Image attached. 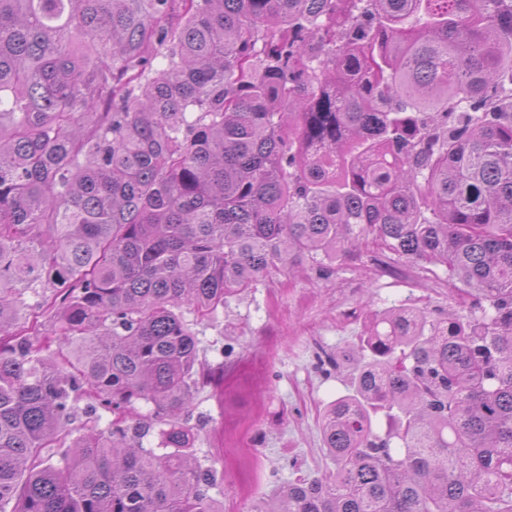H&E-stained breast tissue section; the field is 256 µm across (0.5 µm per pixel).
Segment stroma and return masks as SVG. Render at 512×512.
<instances>
[{
	"instance_id": "35a3bbf8",
	"label": "stroma",
	"mask_w": 512,
	"mask_h": 512,
	"mask_svg": "<svg viewBox=\"0 0 512 512\" xmlns=\"http://www.w3.org/2000/svg\"><path fill=\"white\" fill-rule=\"evenodd\" d=\"M380 255L370 242L330 279L307 269L260 282L197 325L201 361L224 366V395L201 390L190 423L199 455L221 461L224 480L212 494L224 512H248L277 487L333 469L322 415L346 394L352 368L324 358L356 346L355 313L368 304L467 310L444 268L424 272L403 260L386 267Z\"/></svg>"
}]
</instances>
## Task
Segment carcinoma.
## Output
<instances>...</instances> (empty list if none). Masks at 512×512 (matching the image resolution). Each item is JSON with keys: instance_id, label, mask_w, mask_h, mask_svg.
I'll return each instance as SVG.
<instances>
[{"instance_id": "carcinoma-1", "label": "carcinoma", "mask_w": 512, "mask_h": 512, "mask_svg": "<svg viewBox=\"0 0 512 512\" xmlns=\"http://www.w3.org/2000/svg\"><path fill=\"white\" fill-rule=\"evenodd\" d=\"M368 239L469 313L365 312L252 512H512V0H0V512H221L194 326Z\"/></svg>"}]
</instances>
